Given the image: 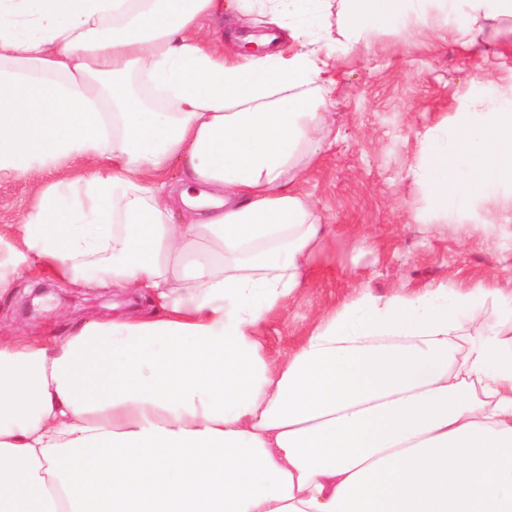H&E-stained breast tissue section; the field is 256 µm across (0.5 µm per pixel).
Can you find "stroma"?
Returning a JSON list of instances; mask_svg holds the SVG:
<instances>
[{"label": "stroma", "instance_id": "1", "mask_svg": "<svg viewBox=\"0 0 512 512\" xmlns=\"http://www.w3.org/2000/svg\"><path fill=\"white\" fill-rule=\"evenodd\" d=\"M493 51L483 42L462 50L449 27L437 24L405 35L379 33L370 49L338 60L336 141L299 185L335 224L336 236L317 258L311 290L269 327L272 357L296 347L324 309L359 285L386 292L452 278L512 288V234L475 230L491 219V205L480 204L465 225L428 221L410 170L424 133L455 119L476 78H489L488 94H512V51L501 57ZM140 304L132 291L98 297L46 280L0 309V330L41 336L73 319L132 312Z\"/></svg>", "mask_w": 512, "mask_h": 512}]
</instances>
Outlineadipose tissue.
I'll return each instance as SVG.
<instances>
[{
	"instance_id": "1",
	"label": "adipose tissue",
	"mask_w": 512,
	"mask_h": 512,
	"mask_svg": "<svg viewBox=\"0 0 512 512\" xmlns=\"http://www.w3.org/2000/svg\"><path fill=\"white\" fill-rule=\"evenodd\" d=\"M235 9L293 46L224 57L200 35L224 0H0V181L36 185L0 225V303L42 278L149 291L0 337V512H512V291L359 287L284 357L265 341L336 234L297 188L333 134L332 53L437 19L512 48V0ZM411 171L438 215L491 197L511 220L512 96Z\"/></svg>"
}]
</instances>
